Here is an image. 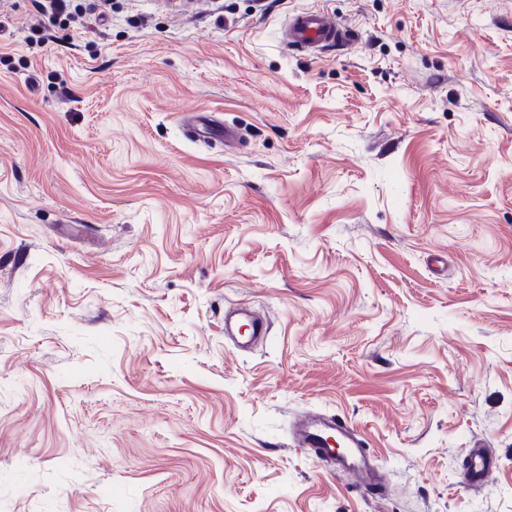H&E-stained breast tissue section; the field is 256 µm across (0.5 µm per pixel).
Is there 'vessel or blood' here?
I'll return each instance as SVG.
<instances>
[{
  "instance_id": "obj_1",
  "label": "vessel or blood",
  "mask_w": 512,
  "mask_h": 512,
  "mask_svg": "<svg viewBox=\"0 0 512 512\" xmlns=\"http://www.w3.org/2000/svg\"><path fill=\"white\" fill-rule=\"evenodd\" d=\"M352 39V33L337 25L327 13L306 10L289 19L288 31L282 41L288 49L317 55L334 44L348 45ZM291 435L296 447L311 449L317 459L347 472L367 493L380 489L381 483L365 437L346 419L336 414L307 413L294 422ZM331 437L340 442L341 454H332L325 448V440ZM495 467V461L482 448H471L467 452L465 478L472 485L485 484Z\"/></svg>"
}]
</instances>
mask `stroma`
Returning <instances> with one entry per match:
<instances>
[{"instance_id": "stroma-1", "label": "stroma", "mask_w": 512, "mask_h": 512, "mask_svg": "<svg viewBox=\"0 0 512 512\" xmlns=\"http://www.w3.org/2000/svg\"><path fill=\"white\" fill-rule=\"evenodd\" d=\"M184 2L0 0V512H512V0ZM281 39L290 50L318 55L331 45H348L353 34L337 25L327 13L306 10L288 20V31ZM291 435L296 447L309 448L317 459L347 472L367 493L382 489L363 433L346 419L336 414L306 413L294 422ZM330 437L337 438L344 448L340 455L324 448ZM495 468V460L489 458L482 448L468 449L465 478L469 484H485Z\"/></svg>"}]
</instances>
